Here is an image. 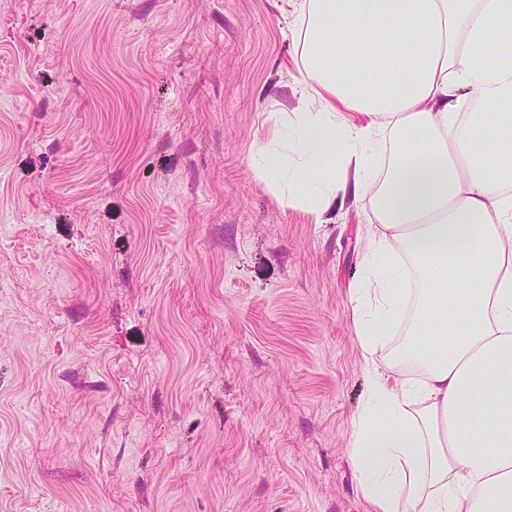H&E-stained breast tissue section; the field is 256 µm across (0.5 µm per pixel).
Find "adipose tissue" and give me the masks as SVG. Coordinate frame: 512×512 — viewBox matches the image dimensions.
Wrapping results in <instances>:
<instances>
[{"mask_svg":"<svg viewBox=\"0 0 512 512\" xmlns=\"http://www.w3.org/2000/svg\"><path fill=\"white\" fill-rule=\"evenodd\" d=\"M292 112L249 159L279 203L368 204L349 453L372 512H512V0H296ZM447 309L441 329L428 322ZM409 361L380 363L393 325Z\"/></svg>","mask_w":512,"mask_h":512,"instance_id":"1","label":"adipose tissue"}]
</instances>
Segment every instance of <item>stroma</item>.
<instances>
[{
  "label": "stroma",
  "mask_w": 512,
  "mask_h": 512,
  "mask_svg": "<svg viewBox=\"0 0 512 512\" xmlns=\"http://www.w3.org/2000/svg\"><path fill=\"white\" fill-rule=\"evenodd\" d=\"M291 0H0V512H369L366 216L277 203Z\"/></svg>",
  "instance_id": "35a3bbf8"
}]
</instances>
